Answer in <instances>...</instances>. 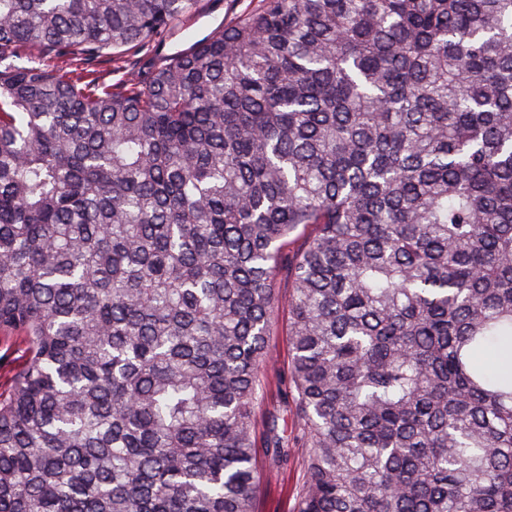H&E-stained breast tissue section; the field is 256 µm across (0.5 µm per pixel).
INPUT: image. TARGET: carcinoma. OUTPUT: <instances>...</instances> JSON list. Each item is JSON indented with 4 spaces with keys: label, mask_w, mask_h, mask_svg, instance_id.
Returning <instances> with one entry per match:
<instances>
[{
    "label": "carcinoma",
    "mask_w": 512,
    "mask_h": 512,
    "mask_svg": "<svg viewBox=\"0 0 512 512\" xmlns=\"http://www.w3.org/2000/svg\"><path fill=\"white\" fill-rule=\"evenodd\" d=\"M196 5L0 0V512H259L282 268L295 512H512V0H257L85 72ZM223 2V8L214 11V2ZM254 6L251 0H198L195 12L177 23L159 45L158 53L170 55L187 49L195 40L218 30L224 21H230ZM110 53L89 66L88 70L100 83L112 88H120L127 73L142 72L150 63V49L124 48L118 57H112V51Z\"/></svg>",
    "instance_id": "1"
}]
</instances>
